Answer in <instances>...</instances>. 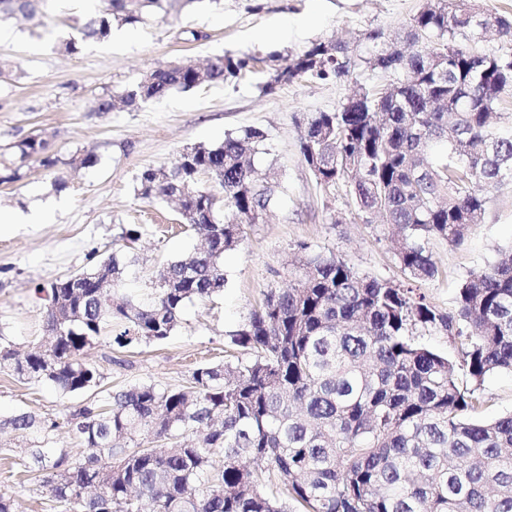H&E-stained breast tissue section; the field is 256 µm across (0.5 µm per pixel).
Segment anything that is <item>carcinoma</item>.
<instances>
[{"instance_id":"1","label":"carcinoma","mask_w":512,"mask_h":512,"mask_svg":"<svg viewBox=\"0 0 512 512\" xmlns=\"http://www.w3.org/2000/svg\"><path fill=\"white\" fill-rule=\"evenodd\" d=\"M46 2L0 0V17H33ZM201 2L102 0L81 32L98 41L116 26L164 20ZM480 14L498 35L496 51L480 49ZM406 40L404 54L370 31L333 55L329 40L314 41L270 68L262 90L350 82L335 111L308 120L299 153L317 185L342 190L364 223L380 217L395 226L407 283L362 275L333 252L301 244L294 286L270 289L230 334L247 357L203 364L181 389L136 385L75 410L67 423L88 449L83 458L47 446L54 421L27 412L0 421V429L33 434L9 455L63 512H512V413L477 418L485 378L512 373V252L463 279L447 309L412 287L438 275L430 241L461 244L483 223L489 193L512 182V115L501 93L512 87V10L426 0ZM279 58L173 61L102 98L98 111L232 84ZM365 72L384 81L360 80ZM265 139L246 127L140 171L137 196L177 201L204 245L158 266L147 291L125 293L126 267L146 228H121L122 247L102 264L44 289L37 349L21 357L0 335V375L48 381L64 397L83 392L100 384L83 351L106 327L120 347L159 343L187 304L220 296L224 252L281 199L278 183L254 176ZM16 148L17 165L3 182L20 178L32 159L51 172L60 163L41 137ZM202 174L218 190L201 186ZM429 329L447 336L456 358L417 341Z\"/></svg>"}]
</instances>
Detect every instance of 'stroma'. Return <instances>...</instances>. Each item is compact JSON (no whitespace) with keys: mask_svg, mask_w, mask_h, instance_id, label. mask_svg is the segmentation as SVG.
Instances as JSON below:
<instances>
[{"mask_svg":"<svg viewBox=\"0 0 512 512\" xmlns=\"http://www.w3.org/2000/svg\"><path fill=\"white\" fill-rule=\"evenodd\" d=\"M424 0H201L175 21L152 19L122 27L118 39L87 41L78 53L64 50L92 12L85 0H50L32 21L10 18L0 41V64L9 73L0 82V211H48L47 224H15L0 232V335L18 351L31 348L44 333V302L38 286L79 269H90L118 249V233L128 224L145 225L139 261L127 270L124 286L143 288L163 262L199 242L187 230L174 204L138 198L134 177L142 169L170 165L184 148L217 144L226 134L253 126L267 139L256 166L274 174L285 198L241 244L224 255V292L211 301L189 303L182 321L161 343L118 347L103 338L85 353L100 372L97 389L61 397L54 386L25 383L0 375V420L19 412L60 420L78 407L107 398L135 384L162 388L188 385L202 363L227 360L229 334L257 308L267 289L289 283L288 262L299 243L332 251L361 274L401 279L391 228L366 224L351 212L343 193L325 194L303 162L298 140L308 119L334 111L349 91L348 82H294L264 93V72L239 82L173 91L135 111H98L99 100L143 73L183 58L205 61L238 56L295 54L312 41L336 39L354 46L366 31L392 37L405 32ZM286 36H279L280 24ZM201 40H193V33ZM38 135L63 159L93 152L95 167L64 169L67 187L56 191L54 176L37 162L8 182L15 146ZM512 246V183L490 193L483 224L458 246L441 240L430 248L438 276L421 289L448 308L459 282L494 263ZM0 489L13 492L20 512H60L37 481L18 483L0 464Z\"/></svg>","mask_w":512,"mask_h":512,"instance_id":"obj_1","label":"stroma"}]
</instances>
